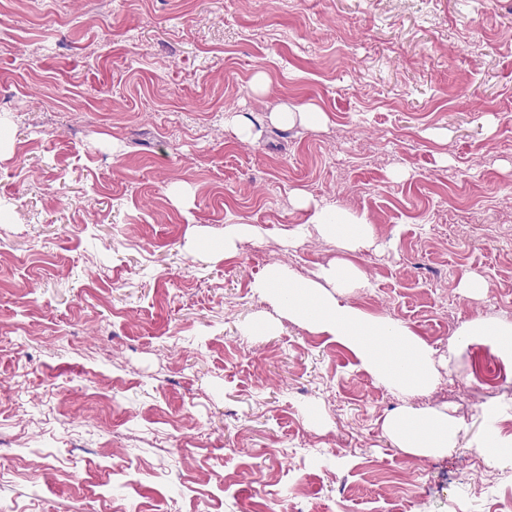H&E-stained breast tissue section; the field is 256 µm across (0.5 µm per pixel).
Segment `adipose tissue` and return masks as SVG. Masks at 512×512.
Wrapping results in <instances>:
<instances>
[{
	"label": "adipose tissue",
	"mask_w": 512,
	"mask_h": 512,
	"mask_svg": "<svg viewBox=\"0 0 512 512\" xmlns=\"http://www.w3.org/2000/svg\"><path fill=\"white\" fill-rule=\"evenodd\" d=\"M318 222L324 236L340 240L352 251L372 235L370 224L340 209L319 211ZM324 282L342 291L367 285L359 269L338 262L321 267L313 280L295 279L287 268L277 267L258 281L257 289L274 299L289 316L348 345L380 382L403 392L432 386L431 350L425 343L402 323L369 318L341 305L322 292L320 285ZM385 430L399 447L428 455L454 447L460 424L441 413L419 412L389 419Z\"/></svg>",
	"instance_id": "1"
}]
</instances>
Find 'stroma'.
Wrapping results in <instances>:
<instances>
[{"mask_svg":"<svg viewBox=\"0 0 512 512\" xmlns=\"http://www.w3.org/2000/svg\"><path fill=\"white\" fill-rule=\"evenodd\" d=\"M340 260L434 389L254 288ZM478 319L512 323V0H0V512H504L478 448L512 441V356ZM429 410L454 448L387 436ZM317 224L324 236L340 240L351 251L372 235L370 224L340 209L319 211ZM385 430L400 447L414 454L442 453L455 446L459 422L445 414L419 412L389 419Z\"/></svg>","mask_w":512,"mask_h":512,"instance_id":"1","label":"stroma"}]
</instances>
